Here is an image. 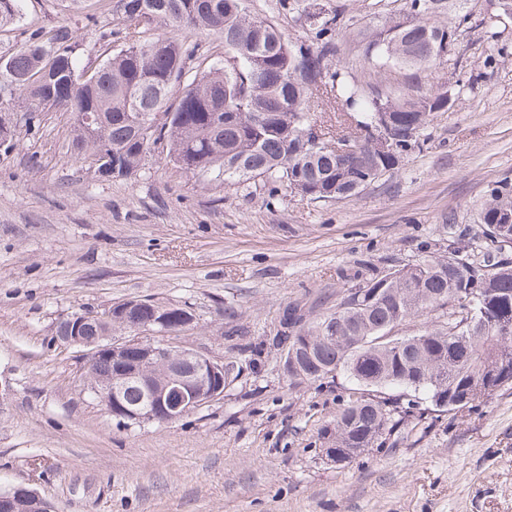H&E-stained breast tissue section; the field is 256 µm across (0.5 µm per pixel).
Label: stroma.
<instances>
[{
	"mask_svg": "<svg viewBox=\"0 0 512 512\" xmlns=\"http://www.w3.org/2000/svg\"><path fill=\"white\" fill-rule=\"evenodd\" d=\"M114 2L26 0L0 48L65 23L96 61ZM317 2L345 10L335 61L358 85L407 90L363 55L405 0ZM246 6L291 41L308 35L278 0ZM466 9L452 51L418 79L454 105L395 170L336 201L187 174L162 149L136 175L102 178L73 147L71 113L18 124L0 145V491L33 489L52 512H512V388L339 466L320 435L353 383L290 384L273 343L289 311L317 318L390 270L494 252L479 213L512 181V22H491L488 0ZM127 299L194 315L180 341L232 367L223 399L165 425L112 418L82 377L86 350L55 334L73 313Z\"/></svg>",
	"mask_w": 512,
	"mask_h": 512,
	"instance_id": "stroma-1",
	"label": "stroma"
}]
</instances>
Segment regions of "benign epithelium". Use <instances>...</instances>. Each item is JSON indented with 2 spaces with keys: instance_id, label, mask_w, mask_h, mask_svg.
<instances>
[{
  "instance_id": "7a95c632",
  "label": "benign epithelium",
  "mask_w": 512,
  "mask_h": 512,
  "mask_svg": "<svg viewBox=\"0 0 512 512\" xmlns=\"http://www.w3.org/2000/svg\"><path fill=\"white\" fill-rule=\"evenodd\" d=\"M133 308L149 309L154 316L147 322L127 321L126 328L138 332L156 333L165 323L167 307L138 299L116 307L110 305L94 313H74L68 318L69 329L57 334L65 346L87 349L88 362L84 378L90 391L113 417L135 424H168L200 410L224 397V361L177 344L176 339L194 326L193 314L184 315L179 332L164 334L162 340H144L140 337L115 340L110 336H90L95 323L118 314L123 317ZM107 357L117 366L120 376L100 383L92 379L91 365ZM135 382L142 385L151 406H130L122 400V387ZM365 448L322 449V456L330 462L346 463L362 455Z\"/></svg>"
}]
</instances>
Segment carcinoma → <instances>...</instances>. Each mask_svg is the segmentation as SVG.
Returning <instances> with one entry per match:
<instances>
[{"instance_id": "1", "label": "carcinoma", "mask_w": 512, "mask_h": 512, "mask_svg": "<svg viewBox=\"0 0 512 512\" xmlns=\"http://www.w3.org/2000/svg\"><path fill=\"white\" fill-rule=\"evenodd\" d=\"M465 0H406V8L366 43L364 56L377 71L429 68L452 50ZM25 0H0V28L22 18ZM116 11L134 25L102 34L112 52L92 74L79 65L71 29L33 31L19 48L0 51V112H90L94 130L74 120L73 144L86 158L108 167L103 177L136 173L165 142L167 155L185 173L212 171L226 181L260 179L270 195L289 191L329 202L353 196L395 169L418 144L434 112L448 110V91L395 95L379 86L364 89L333 63L344 12L319 11L309 42H292L272 22L247 15L244 0H116ZM451 13L454 22L431 17ZM207 30L224 40V60L193 78L179 96L175 84L201 57V44L160 32ZM333 107L340 119L323 113ZM383 112L391 131L410 132L394 155H381L366 141L344 154L334 145ZM323 142L313 150L303 140L311 126ZM512 215V185L493 186L479 214L486 238ZM448 307L446 325L426 326L399 345L377 338L407 319ZM512 259L475 265L465 255L425 259L375 277L349 292L336 311L303 321L304 336L328 330L341 337L318 344L313 357L288 368L293 383L340 375L361 396L348 397L336 420L322 430L329 448L373 447L385 430L424 412L450 413L481 403L512 378Z\"/></svg>"}]
</instances>
